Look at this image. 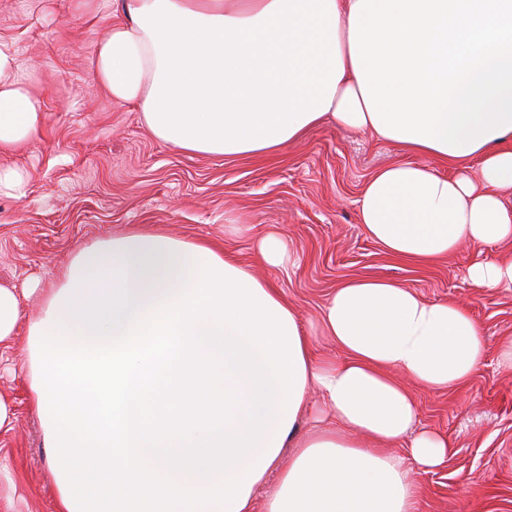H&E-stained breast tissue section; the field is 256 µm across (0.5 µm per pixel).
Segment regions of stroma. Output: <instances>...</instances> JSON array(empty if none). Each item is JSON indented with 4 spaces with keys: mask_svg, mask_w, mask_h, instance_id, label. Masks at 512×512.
Instances as JSON below:
<instances>
[{
    "mask_svg": "<svg viewBox=\"0 0 512 512\" xmlns=\"http://www.w3.org/2000/svg\"><path fill=\"white\" fill-rule=\"evenodd\" d=\"M95 15L76 0H0V39L43 95L45 120L26 148L0 165L28 173L24 197H0V285L21 289V321L0 350V399L13 412L0 430V512H58L53 459L31 390L28 327L72 259L97 240L158 231L204 242L272 282L296 308L316 355L342 358L319 316L350 279L393 280L430 302L464 306L488 341L483 365L458 389L409 383L419 427L447 437V459L414 470L416 512H512V369L499 345L512 336V289L480 290L470 266L512 257V245H461L421 266L385 253L358 221V199L378 168L408 160L395 144L327 122L271 157H206L172 150L131 104L92 84L89 60L112 0ZM279 233L289 264L271 267L259 239Z\"/></svg>",
    "mask_w": 512,
    "mask_h": 512,
    "instance_id": "obj_1",
    "label": "stroma"
}]
</instances>
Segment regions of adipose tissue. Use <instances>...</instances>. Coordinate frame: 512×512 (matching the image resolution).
I'll return each instance as SVG.
<instances>
[{
    "label": "adipose tissue",
    "mask_w": 512,
    "mask_h": 512,
    "mask_svg": "<svg viewBox=\"0 0 512 512\" xmlns=\"http://www.w3.org/2000/svg\"><path fill=\"white\" fill-rule=\"evenodd\" d=\"M116 2L92 78L175 150L267 156L328 120L373 128L351 60L355 0ZM42 122L41 94L0 40V152ZM403 147L418 162L377 170L358 200L387 254L432 265L465 242L512 241L498 194L512 186V131L465 156ZM320 324L344 359L316 357L278 288L210 245L127 233L85 247L29 328L60 512H252L262 486L264 512H416L411 468L440 465L448 440L415 431L398 378L465 384L486 356L480 325L376 279L340 284ZM313 389L339 427L298 441ZM78 459L101 461L97 488L74 483Z\"/></svg>",
    "instance_id": "1"
}]
</instances>
